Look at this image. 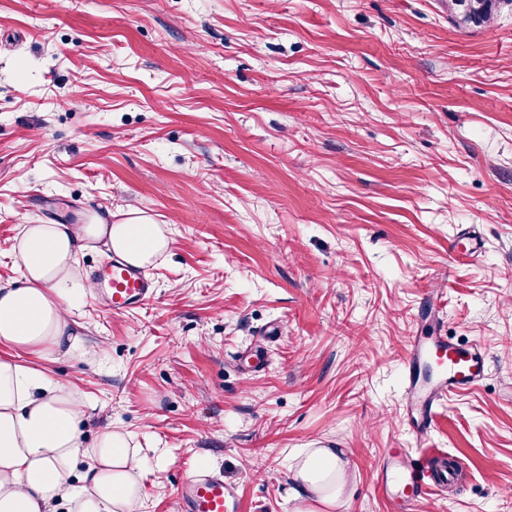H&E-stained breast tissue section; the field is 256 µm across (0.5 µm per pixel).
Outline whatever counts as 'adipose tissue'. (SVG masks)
Segmentation results:
<instances>
[{
  "mask_svg": "<svg viewBox=\"0 0 512 512\" xmlns=\"http://www.w3.org/2000/svg\"><path fill=\"white\" fill-rule=\"evenodd\" d=\"M102 245L139 268L169 249L167 228L138 212L119 224L88 214L80 224L22 225L12 254L22 280L0 286V341L51 354L71 341L69 315L90 288L79 249ZM75 393L43 372L0 359V512H135L143 463L112 426L85 437ZM294 512L335 507L347 488L337 448H305L290 467Z\"/></svg>",
  "mask_w": 512,
  "mask_h": 512,
  "instance_id": "adipose-tissue-1",
  "label": "adipose tissue"
}]
</instances>
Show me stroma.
Masks as SVG:
<instances>
[{
  "mask_svg": "<svg viewBox=\"0 0 512 512\" xmlns=\"http://www.w3.org/2000/svg\"><path fill=\"white\" fill-rule=\"evenodd\" d=\"M131 209L172 240L154 301L85 296L80 349L0 359L130 434L137 512L206 465L231 512H293L300 448L343 451L332 512H393L431 305L488 371L441 401L426 444L465 467L414 512H512V5L465 29L448 0H0V285L21 225Z\"/></svg>",
  "mask_w": 512,
  "mask_h": 512,
  "instance_id": "1",
  "label": "stroma"
}]
</instances>
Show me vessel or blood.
<instances>
[{
  "label": "vessel or blood",
  "mask_w": 512,
  "mask_h": 512,
  "mask_svg": "<svg viewBox=\"0 0 512 512\" xmlns=\"http://www.w3.org/2000/svg\"><path fill=\"white\" fill-rule=\"evenodd\" d=\"M101 300L113 313H124L145 305L155 296V288L140 268L120 258L107 260L98 275ZM487 362L476 348L439 336L411 337L403 366L405 393L410 396L409 426L415 437H422L435 422L436 408L448 392L476 384L483 377ZM438 452L421 451L418 465L404 461L384 463L381 489L398 512H412L425 483L445 485L448 467L439 465ZM224 477L196 472L181 482L176 491L179 512H228Z\"/></svg>",
  "instance_id": "b4317fda"
}]
</instances>
